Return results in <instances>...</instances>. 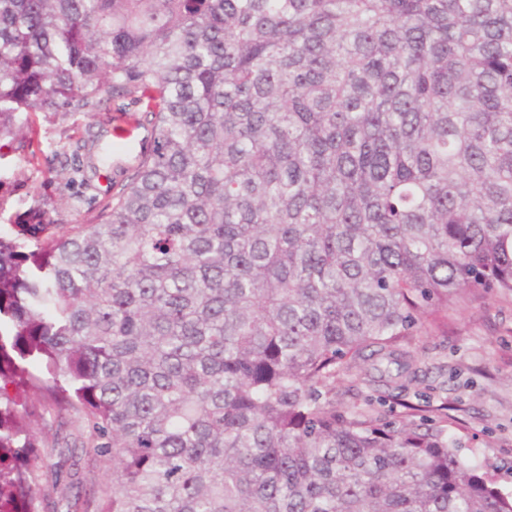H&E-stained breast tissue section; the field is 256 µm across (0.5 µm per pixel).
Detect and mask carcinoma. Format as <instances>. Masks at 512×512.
Wrapping results in <instances>:
<instances>
[{
	"instance_id": "obj_1",
	"label": "carcinoma",
	"mask_w": 512,
	"mask_h": 512,
	"mask_svg": "<svg viewBox=\"0 0 512 512\" xmlns=\"http://www.w3.org/2000/svg\"><path fill=\"white\" fill-rule=\"evenodd\" d=\"M111 96L152 150L0 233V512H512L420 407L328 398L512 294V0H0V141ZM369 374L378 380L379 373L373 369L371 363L366 364ZM362 376H341L336 378V409L341 412L352 411L379 416L381 419L400 418L404 411L393 403L391 398H384L386 387L378 382H368Z\"/></svg>"
}]
</instances>
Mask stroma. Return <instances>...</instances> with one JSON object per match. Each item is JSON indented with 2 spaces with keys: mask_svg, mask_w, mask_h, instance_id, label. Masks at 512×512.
<instances>
[{
  "mask_svg": "<svg viewBox=\"0 0 512 512\" xmlns=\"http://www.w3.org/2000/svg\"><path fill=\"white\" fill-rule=\"evenodd\" d=\"M130 100L109 102L87 116L50 112L35 117L37 144L29 160L14 146L0 148V229L51 219L70 224L77 209H90L139 163L153 143L151 126L123 139L119 111L134 113ZM95 138L108 162L90 182L69 179L64 146ZM435 333L417 342V378L408 389L412 403H448L460 419L453 435L462 458L512 492V296L480 292L433 316ZM381 383L360 376L336 380V407L382 418L400 417L402 409L386 396Z\"/></svg>",
  "mask_w": 512,
  "mask_h": 512,
  "instance_id": "stroma-1",
  "label": "stroma"
}]
</instances>
